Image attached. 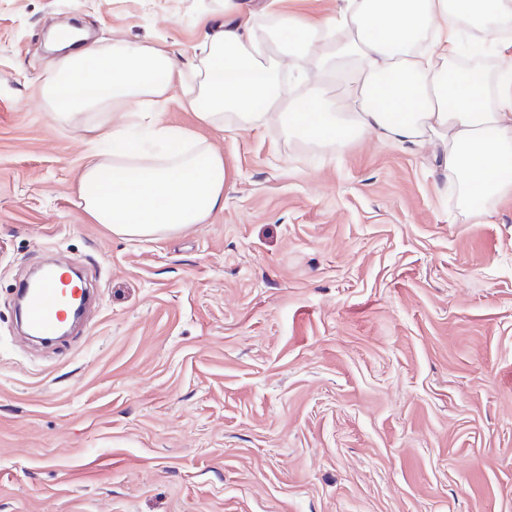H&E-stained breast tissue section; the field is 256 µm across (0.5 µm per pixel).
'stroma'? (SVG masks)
Masks as SVG:
<instances>
[{
	"label": "stroma",
	"instance_id": "stroma-1",
	"mask_svg": "<svg viewBox=\"0 0 512 512\" xmlns=\"http://www.w3.org/2000/svg\"><path fill=\"white\" fill-rule=\"evenodd\" d=\"M69 21L188 71L224 0H0V512H512V197L468 220L415 149L217 130L177 88L224 207L114 235L39 94ZM47 262L97 305L37 345L13 299Z\"/></svg>",
	"mask_w": 512,
	"mask_h": 512
}]
</instances>
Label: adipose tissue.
Masks as SVG:
<instances>
[{"label": "adipose tissue", "mask_w": 512, "mask_h": 512, "mask_svg": "<svg viewBox=\"0 0 512 512\" xmlns=\"http://www.w3.org/2000/svg\"><path fill=\"white\" fill-rule=\"evenodd\" d=\"M224 15L223 27L207 34L209 58L183 99L200 123L220 130L225 112L244 125L265 114L317 146L372 135L429 150L464 200L512 193V72L469 69L460 50L463 36L475 41L489 30L512 47L505 31L512 0H342L333 16L281 17L274 57L261 51L252 16L237 0H224ZM291 53L332 82L342 79V58H356L345 111L318 95L280 103L277 77ZM181 79L170 49L124 41L66 54L45 78L46 112L86 139L77 196L92 223L154 237L207 223L223 207V157L159 121ZM147 116L154 137L180 143L178 152H142L135 131Z\"/></svg>", "instance_id": "adipose-tissue-1"}]
</instances>
